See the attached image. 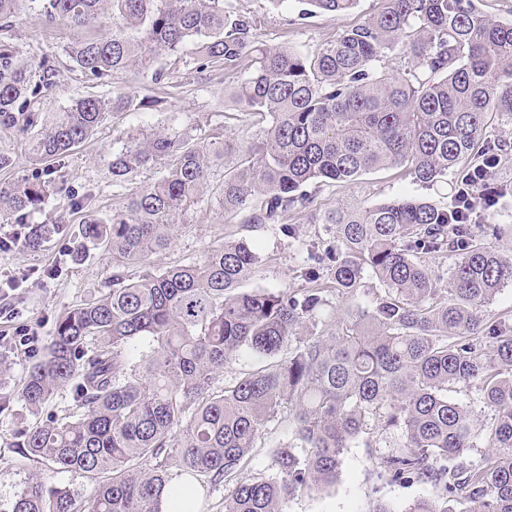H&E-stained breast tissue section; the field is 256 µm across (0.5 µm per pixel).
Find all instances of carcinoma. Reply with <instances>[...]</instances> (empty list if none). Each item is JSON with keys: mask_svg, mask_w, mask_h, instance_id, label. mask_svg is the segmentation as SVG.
<instances>
[{"mask_svg": "<svg viewBox=\"0 0 512 512\" xmlns=\"http://www.w3.org/2000/svg\"><path fill=\"white\" fill-rule=\"evenodd\" d=\"M363 23L311 51L268 46L256 21L223 0H0V30L34 4L50 24L76 32L66 54L104 79L136 68L159 81L160 56L194 49L195 71L234 70L251 56L235 103L267 122L243 146L233 134L196 141L156 129L112 155V184L160 167L149 188L125 196L83 238L131 262L168 249L181 217L224 164V217L257 227L309 210L310 184L356 185L400 169L422 186L451 182L512 140L490 138L492 120L512 122V23L474 0H384ZM340 17L357 0H308ZM401 64L385 65L388 55ZM55 62L33 70L0 43V130L26 134L32 156L55 165L110 115L144 112L158 100L131 93L78 97L61 112L30 110L57 86ZM74 210L91 195L38 177L0 183V222L27 224L49 191ZM457 197L439 207L400 197L314 213L333 238L307 249L301 288L244 291L261 263L256 246L232 239L189 261L134 280L112 273L106 291L57 317L47 356L0 413L34 412L58 387L72 409L13 429L16 453L49 470L79 471L97 485L83 501L34 475L11 512H204L202 494L224 485L223 512H284L303 491L336 484L352 447L375 454L373 480L429 485L406 512H512V309L487 313L512 284L511 224L482 235L463 223ZM66 229L27 228L28 245ZM382 288L365 290L366 274ZM246 352L263 361L229 386L224 365ZM475 391L488 411L448 393ZM291 441L268 469L243 471L272 422ZM397 431L402 443L380 449ZM483 445L473 460L471 449Z\"/></svg>", "mask_w": 512, "mask_h": 512, "instance_id": "1", "label": "carcinoma"}]
</instances>
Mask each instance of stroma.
<instances>
[{
  "label": "stroma",
  "instance_id": "35a3bbf8",
  "mask_svg": "<svg viewBox=\"0 0 512 512\" xmlns=\"http://www.w3.org/2000/svg\"><path fill=\"white\" fill-rule=\"evenodd\" d=\"M231 11L261 22L260 38L271 46H293L311 50L332 39L342 28L358 24L377 12L382 0H359L347 15L337 18L324 13L302 16L305 0H224ZM11 44L16 47L15 61L34 67L39 58H54L59 69L58 87L37 98L34 107L42 112H56L73 96L108 97L114 91L134 93L157 99L155 110L134 112L121 119H107L94 134L71 155L55 176L63 177L75 191L91 190L89 209L72 210L65 197L50 195L40 210L30 216L34 224H66L67 237L48 238L36 248L0 251V276H15L12 287H0V335L12 337L10 346L0 347V356L10 363L12 373L6 383L16 388L27 370L43 359L49 336L57 316L66 308L82 304L103 292L113 271L131 276L144 271H159L183 262L198 260L211 247L227 239L246 238L263 256L257 274L247 281L250 289L299 288L300 265L306 247L313 242L332 238L326 224L313 223L308 212L288 213L285 223L295 225V237L284 236L276 225L249 228L240 221L225 222L218 204L224 184L223 169H215L204 193L185 214L172 246L140 263H129L101 245L83 241L80 229L91 217L111 215L119 208L122 197L112 185L110 161L128 135L154 128L203 140L209 135L229 131L239 139H250L259 130L256 117L235 107L229 95L237 82L252 69L251 58H243L231 72L214 71L198 78L192 75V52H184L177 66L161 60V67L171 68L170 77L155 83L138 70L96 80L86 76L70 61L65 48L74 37L64 24H47L32 12L20 15L11 31ZM10 155L13 164L0 170L1 181L45 176L47 170L32 157L25 135L17 130H0V153ZM318 211L341 204L366 201L381 204L405 196L444 205L449 201L450 186L441 183L426 188L400 175L397 170L383 169L364 175L358 188L336 184H312L308 187ZM82 247L83 258L74 261L72 252ZM33 327L38 336L32 344L21 342L24 327ZM39 416L28 410L20 414H0V512H11L16 494L32 475L38 474L51 485L78 490L89 499L95 486L74 471H49L34 463H20L13 448L12 429L16 422L34 424ZM374 459L365 448L345 452L335 486L325 491L302 492L286 504V512H370L375 498L388 501L396 512H406L415 500L428 497L432 489L426 485H384L373 490L370 474Z\"/></svg>",
  "mask_w": 512,
  "mask_h": 512
}]
</instances>
